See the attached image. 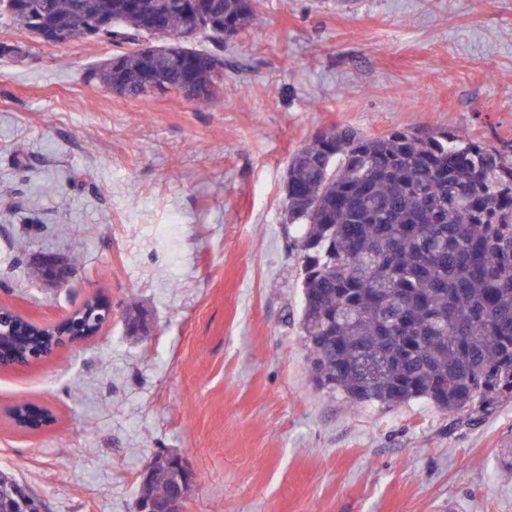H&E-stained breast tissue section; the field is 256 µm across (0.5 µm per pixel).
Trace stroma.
Here are the masks:
<instances>
[{"label": "stroma", "instance_id": "obj_1", "mask_svg": "<svg viewBox=\"0 0 512 512\" xmlns=\"http://www.w3.org/2000/svg\"><path fill=\"white\" fill-rule=\"evenodd\" d=\"M224 51V95L131 98L90 80L103 42L0 19V304L49 322L92 295L112 320L0 370V470L41 512H134L144 465L184 454L186 512H512V401L350 409L311 381L285 222L318 131L512 144V0H262ZM52 254L66 285L36 276ZM149 327L135 339L126 305ZM27 403L52 419L18 427Z\"/></svg>", "mask_w": 512, "mask_h": 512}]
</instances>
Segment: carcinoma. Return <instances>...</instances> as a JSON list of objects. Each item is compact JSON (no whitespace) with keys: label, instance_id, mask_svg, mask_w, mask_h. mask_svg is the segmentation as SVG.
<instances>
[{"label":"carcinoma","instance_id":"cac0c4a2","mask_svg":"<svg viewBox=\"0 0 512 512\" xmlns=\"http://www.w3.org/2000/svg\"><path fill=\"white\" fill-rule=\"evenodd\" d=\"M0 17L62 44L111 42L92 77L139 98L187 83L223 95L224 43L260 15L259 0H0ZM197 38L212 48L190 47ZM287 174L313 382L353 408L423 399L451 416L512 399V149L331 128L294 153ZM103 319L92 307L68 332ZM6 341L32 353L50 339ZM150 466L139 496L161 504L172 486L165 454ZM19 486L0 472V512L21 508Z\"/></svg>","mask_w":512,"mask_h":512}]
</instances>
